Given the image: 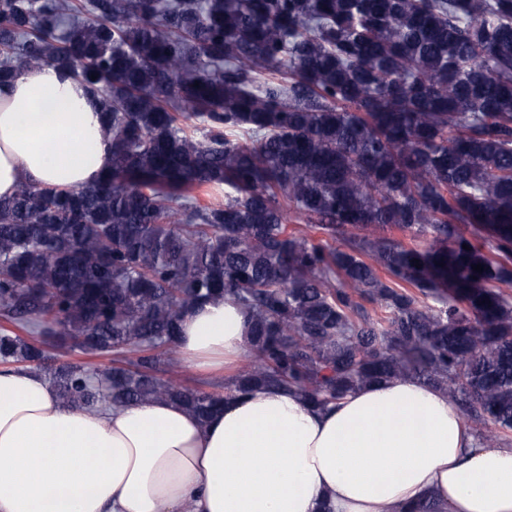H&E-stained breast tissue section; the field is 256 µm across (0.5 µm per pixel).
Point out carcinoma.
Returning a JSON list of instances; mask_svg holds the SVG:
<instances>
[{
    "instance_id": "cac0c4a2",
    "label": "carcinoma",
    "mask_w": 512,
    "mask_h": 512,
    "mask_svg": "<svg viewBox=\"0 0 512 512\" xmlns=\"http://www.w3.org/2000/svg\"><path fill=\"white\" fill-rule=\"evenodd\" d=\"M47 63L89 86L112 166L0 197V364L67 408L203 422L414 377L509 444L512 0H0V84ZM228 296L251 362L207 392L177 336ZM52 343L112 367L48 368Z\"/></svg>"
}]
</instances>
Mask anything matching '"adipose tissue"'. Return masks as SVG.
<instances>
[{
  "label": "adipose tissue",
  "instance_id": "obj_1",
  "mask_svg": "<svg viewBox=\"0 0 512 512\" xmlns=\"http://www.w3.org/2000/svg\"><path fill=\"white\" fill-rule=\"evenodd\" d=\"M112 165L100 113L51 65L0 85V197L80 188ZM247 317L232 298L180 327L181 365L238 375ZM512 512V445L484 446L447 395L413 378L326 408L295 391L225 399L207 422L172 401L63 407L42 376L0 368V512Z\"/></svg>",
  "mask_w": 512,
  "mask_h": 512
}]
</instances>
